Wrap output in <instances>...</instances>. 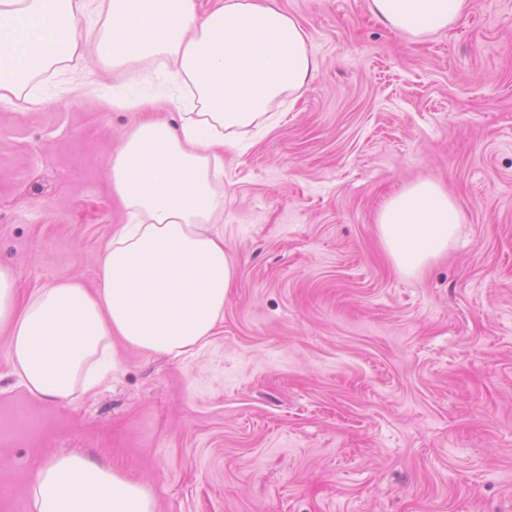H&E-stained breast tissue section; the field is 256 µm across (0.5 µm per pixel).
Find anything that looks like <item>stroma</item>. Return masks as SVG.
Here are the masks:
<instances>
[{
	"label": "stroma",
	"instance_id": "1",
	"mask_svg": "<svg viewBox=\"0 0 512 512\" xmlns=\"http://www.w3.org/2000/svg\"><path fill=\"white\" fill-rule=\"evenodd\" d=\"M307 32L314 81L224 155L218 230L236 265L207 344L172 359L119 348L74 401L17 388L0 328V512H27L36 461L107 457L157 512H512V0H471L413 38L367 0H273ZM35 77L42 105L0 103V266L17 306L98 286L127 220L108 165L164 72L98 64L86 92ZM439 180L464 212L423 274L395 271L376 216Z\"/></svg>",
	"mask_w": 512,
	"mask_h": 512
}]
</instances>
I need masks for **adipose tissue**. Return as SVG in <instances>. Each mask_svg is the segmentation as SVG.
Returning a JSON list of instances; mask_svg holds the SVG:
<instances>
[{"label": "adipose tissue", "instance_id": "ef3b65f1", "mask_svg": "<svg viewBox=\"0 0 512 512\" xmlns=\"http://www.w3.org/2000/svg\"><path fill=\"white\" fill-rule=\"evenodd\" d=\"M471 0H368L373 19L414 37L447 29ZM104 17L97 37L90 14ZM115 75L166 69L179 86L178 126L151 118L155 102L112 98L142 113L111 159L123 205L96 291L76 280L39 290L16 308L14 275L0 267V327L10 331L17 387L48 403L73 401L118 367V346L179 357L201 346L224 316L235 264L216 226L224 216V153L271 123L319 64L299 22L269 0H0V102L42 104L30 83L90 58ZM395 269L418 275L454 243L463 213L438 182L404 186L377 214ZM28 512H156L143 482L100 458L60 452L27 490Z\"/></svg>", "mask_w": 512, "mask_h": 512}]
</instances>
